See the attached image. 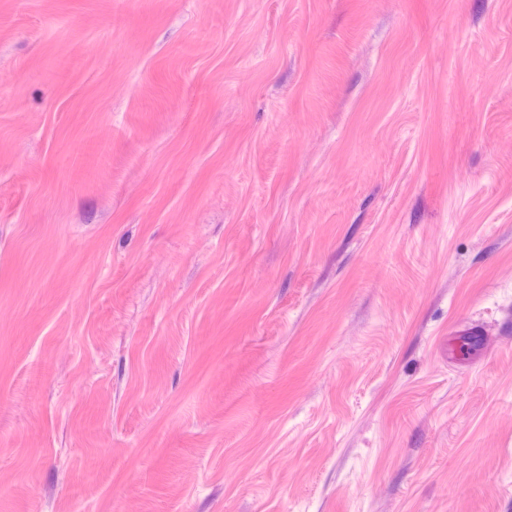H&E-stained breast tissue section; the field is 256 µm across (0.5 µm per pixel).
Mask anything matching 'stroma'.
I'll return each instance as SVG.
<instances>
[{
	"label": "stroma",
	"mask_w": 512,
	"mask_h": 512,
	"mask_svg": "<svg viewBox=\"0 0 512 512\" xmlns=\"http://www.w3.org/2000/svg\"><path fill=\"white\" fill-rule=\"evenodd\" d=\"M0 512H512V0H0Z\"/></svg>",
	"instance_id": "35a3bbf8"
}]
</instances>
